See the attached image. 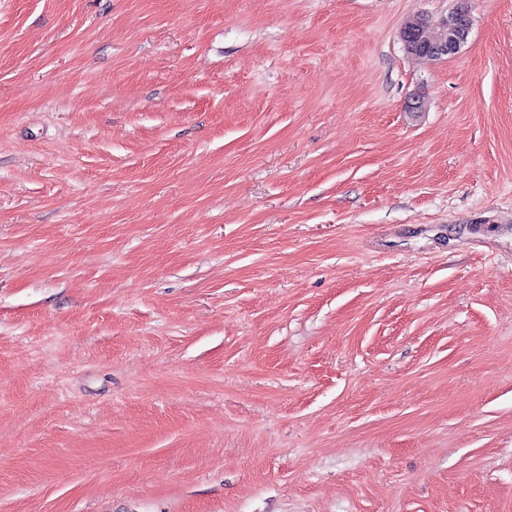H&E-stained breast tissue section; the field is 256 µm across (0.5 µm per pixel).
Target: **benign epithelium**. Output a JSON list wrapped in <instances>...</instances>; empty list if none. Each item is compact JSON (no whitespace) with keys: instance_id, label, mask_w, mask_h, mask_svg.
I'll use <instances>...</instances> for the list:
<instances>
[{"instance_id":"1","label":"benign epithelium","mask_w":512,"mask_h":512,"mask_svg":"<svg viewBox=\"0 0 512 512\" xmlns=\"http://www.w3.org/2000/svg\"><path fill=\"white\" fill-rule=\"evenodd\" d=\"M470 31L467 0H461L460 5L437 22L424 16L410 18L399 37L408 54L440 60L458 54Z\"/></svg>"}]
</instances>
